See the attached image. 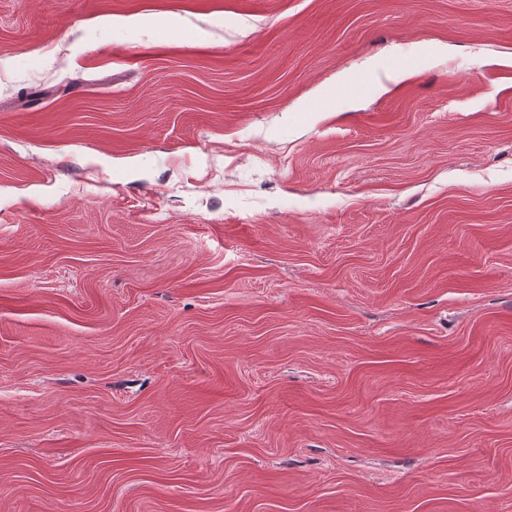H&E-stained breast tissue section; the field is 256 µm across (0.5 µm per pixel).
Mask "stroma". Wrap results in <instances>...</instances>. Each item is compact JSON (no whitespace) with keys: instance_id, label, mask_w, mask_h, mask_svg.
Listing matches in <instances>:
<instances>
[{"instance_id":"1","label":"stroma","mask_w":512,"mask_h":512,"mask_svg":"<svg viewBox=\"0 0 512 512\" xmlns=\"http://www.w3.org/2000/svg\"><path fill=\"white\" fill-rule=\"evenodd\" d=\"M0 512H512V0H0Z\"/></svg>"}]
</instances>
